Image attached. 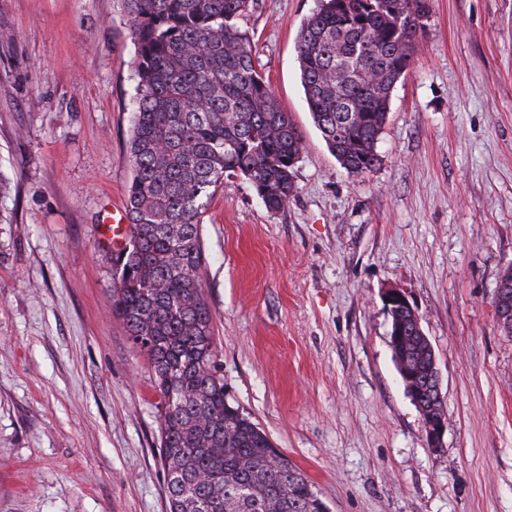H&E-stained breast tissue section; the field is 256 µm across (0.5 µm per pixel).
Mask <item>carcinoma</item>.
Wrapping results in <instances>:
<instances>
[{
    "mask_svg": "<svg viewBox=\"0 0 512 512\" xmlns=\"http://www.w3.org/2000/svg\"><path fill=\"white\" fill-rule=\"evenodd\" d=\"M136 43L128 249L112 312L152 369L168 512H325L307 476L224 391L204 297L201 216L244 176L266 209L294 195L303 139L238 20L256 0H121ZM433 0H319L297 43L315 127L347 173L380 165L396 84L413 66ZM405 353L425 368V346Z\"/></svg>",
    "mask_w": 512,
    "mask_h": 512,
    "instance_id": "carcinoma-1",
    "label": "carcinoma"
}]
</instances>
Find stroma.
Returning a JSON list of instances; mask_svg holds the SVG:
<instances>
[{"label":"stroma","instance_id":"35a3bbf8","mask_svg":"<svg viewBox=\"0 0 512 512\" xmlns=\"http://www.w3.org/2000/svg\"><path fill=\"white\" fill-rule=\"evenodd\" d=\"M319 0L241 19L304 149L269 212L225 177L205 298L227 392L331 512H512V0H433L377 144L349 175L300 82ZM136 45L120 0H0V512H167L159 396L112 314L107 228L132 178ZM406 297L436 354L440 447L388 345ZM512 275L511 271L501 277L495 297L499 305V319L502 324L512 326Z\"/></svg>","mask_w":512,"mask_h":512}]
</instances>
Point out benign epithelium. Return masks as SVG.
<instances>
[{
    "instance_id": "obj_1",
    "label": "benign epithelium",
    "mask_w": 512,
    "mask_h": 512,
    "mask_svg": "<svg viewBox=\"0 0 512 512\" xmlns=\"http://www.w3.org/2000/svg\"><path fill=\"white\" fill-rule=\"evenodd\" d=\"M495 297L499 305V319L502 324L512 326V275L500 278ZM403 334V326L391 322L388 334L389 346L395 355V364L402 383L407 388L411 400L423 417V424L431 446H440L446 415L442 404L440 375L438 368H433V375L426 386H421L416 371L405 357L398 352Z\"/></svg>"
}]
</instances>
